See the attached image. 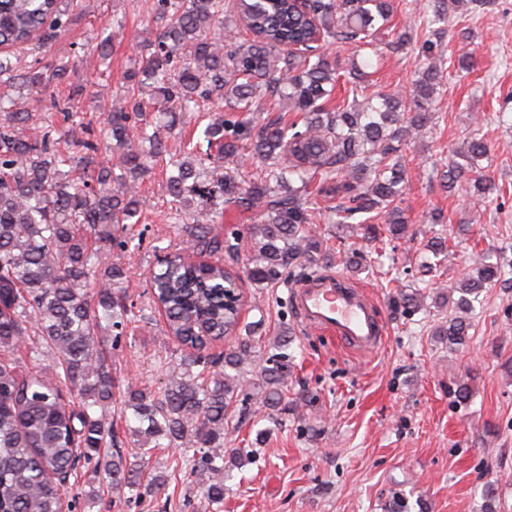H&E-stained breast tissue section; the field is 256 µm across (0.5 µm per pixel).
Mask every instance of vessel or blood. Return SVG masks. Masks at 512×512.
Returning <instances> with one entry per match:
<instances>
[{
	"instance_id": "1",
	"label": "vessel or blood",
	"mask_w": 512,
	"mask_h": 512,
	"mask_svg": "<svg viewBox=\"0 0 512 512\" xmlns=\"http://www.w3.org/2000/svg\"><path fill=\"white\" fill-rule=\"evenodd\" d=\"M335 274L313 276L295 285L290 300L308 329L337 337L360 352L378 348L384 339L376 305L357 286L339 287Z\"/></svg>"
}]
</instances>
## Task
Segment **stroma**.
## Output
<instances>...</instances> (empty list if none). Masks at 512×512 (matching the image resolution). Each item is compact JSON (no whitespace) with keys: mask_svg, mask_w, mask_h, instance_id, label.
<instances>
[{"mask_svg":"<svg viewBox=\"0 0 512 512\" xmlns=\"http://www.w3.org/2000/svg\"><path fill=\"white\" fill-rule=\"evenodd\" d=\"M151 0H68L69 24L51 47L10 48L18 69L40 63L45 71L65 61L74 69L67 84L32 95L29 135H40L71 86L95 92L76 104L86 121L99 124L124 95L123 75L135 54L146 51L159 23L149 22ZM393 32H409L411 42L394 51L379 42L366 70L368 91L408 94L422 71L424 27L406 30V19L421 18L418 0H397ZM452 67L433 104L432 121L404 150L409 185L402 207L408 232L399 239L380 234L329 237L331 252L360 249L371 267L354 276L374 300L387 328L383 344L359 354L336 339L305 329L289 300L288 285L263 289L264 312L243 310L246 321L261 320L265 355L275 354L276 338L290 330L293 359L288 392L275 422L234 419L224 437V512H387L394 495H403L410 512H483L493 492L498 512H512V288L495 287L481 295L470 336L463 347H449L435 336L447 316L428 296L423 311L396 312L400 291L419 287L423 249L435 232L445 231L453 256L434 278L454 288L477 254L512 248V0H462L441 26ZM111 37L109 65L95 50ZM473 59L459 69L460 57ZM216 106L181 112L172 131H161L171 150L197 140L215 118ZM488 154L481 165L492 181L486 198L465 190L448 191L441 177L448 163L466 148L476 121ZM167 174L154 167L139 188L142 218L130 234L140 245L113 251L112 261L127 272L123 290L134 305L135 321L112 350L115 396L107 414L123 450L127 439L120 396L128 382L157 389L179 361L180 346L166 331L163 316L151 307L149 272L158 259L186 246L183 221L172 207ZM441 214L442 225L431 221ZM470 387L468 402L457 403L458 381ZM248 454L232 459L234 449ZM192 449L156 451L150 468L167 481V512H206L196 483L180 461ZM72 512H157L149 501L119 498L104 473L84 468L72 491Z\"/></svg>","mask_w":512,"mask_h":512,"instance_id":"obj_1","label":"stroma"}]
</instances>
